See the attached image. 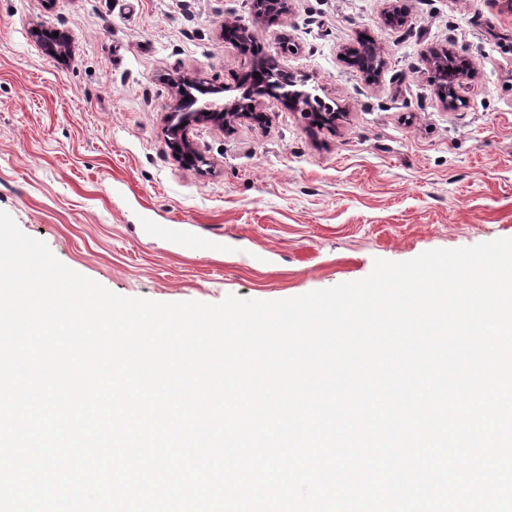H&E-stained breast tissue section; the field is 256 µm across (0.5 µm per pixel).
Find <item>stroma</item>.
I'll return each mask as SVG.
<instances>
[{
    "label": "stroma",
    "mask_w": 512,
    "mask_h": 512,
    "mask_svg": "<svg viewBox=\"0 0 512 512\" xmlns=\"http://www.w3.org/2000/svg\"><path fill=\"white\" fill-rule=\"evenodd\" d=\"M232 22L251 24V0H0V210L76 272L159 302L286 299L512 237V0H291L255 38L340 119L312 128L266 98L262 119L193 129L188 168L163 134L170 79L235 86L251 58ZM45 27L68 55L41 51ZM364 37L372 78L343 57ZM442 51L473 70L448 109L427 71ZM146 224L224 244L183 252Z\"/></svg>",
    "instance_id": "stroma-1"
}]
</instances>
